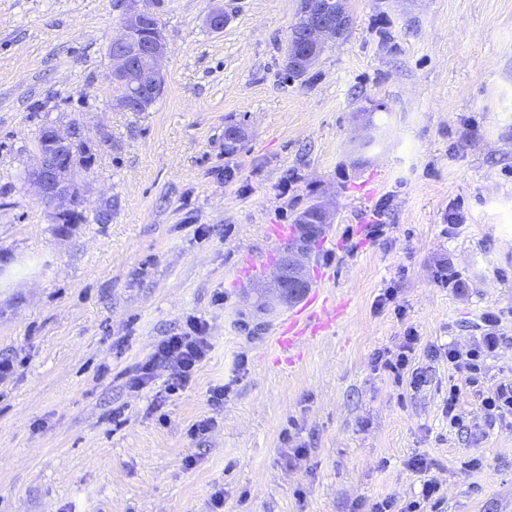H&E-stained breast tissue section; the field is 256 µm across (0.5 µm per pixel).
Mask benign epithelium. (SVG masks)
I'll use <instances>...</instances> for the list:
<instances>
[{"instance_id":"7a95c632","label":"benign epithelium","mask_w":512,"mask_h":512,"mask_svg":"<svg viewBox=\"0 0 512 512\" xmlns=\"http://www.w3.org/2000/svg\"><path fill=\"white\" fill-rule=\"evenodd\" d=\"M128 8L119 35L108 45L111 61V80L118 91L115 105L122 110L139 108L146 97L157 93L163 86L161 63L168 53L162 29L157 24L148 0H126ZM346 0H326L323 9L316 11L308 6L298 13L291 26L288 62L291 67L307 69L314 66L329 40H340L351 28V17L345 6ZM154 23V32L146 41L135 40L132 35L146 23ZM78 136L75 130L62 134L56 126L48 125L38 137L40 165L29 175L38 188L42 202L58 204L56 215L76 214L84 210L87 199L73 183L72 174L80 165L75 161ZM306 249L298 246L286 250L284 262L276 265L274 282L280 285L277 301L303 295L309 288L305 272Z\"/></svg>"}]
</instances>
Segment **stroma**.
Instances as JSON below:
<instances>
[{"label":"stroma","mask_w":512,"mask_h":512,"mask_svg":"<svg viewBox=\"0 0 512 512\" xmlns=\"http://www.w3.org/2000/svg\"><path fill=\"white\" fill-rule=\"evenodd\" d=\"M298 5L153 0L164 89L126 112L124 0H0V512H403L426 477L424 512H512V411L483 406L512 386V0H346L347 37L292 79ZM74 120L93 163L66 226L22 177ZM322 195L306 265L338 315L287 361L267 228ZM190 318L209 355L154 409L167 370L125 374Z\"/></svg>","instance_id":"1"}]
</instances>
